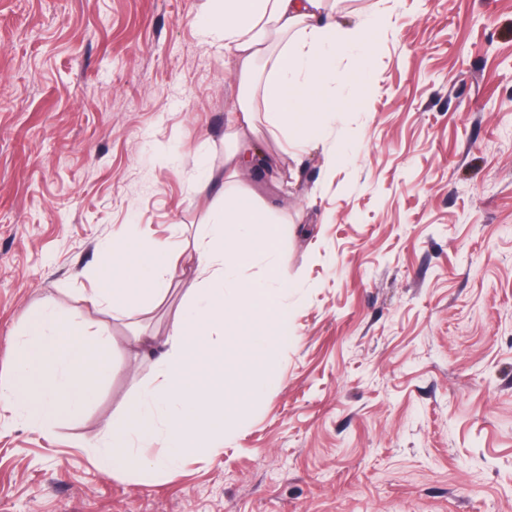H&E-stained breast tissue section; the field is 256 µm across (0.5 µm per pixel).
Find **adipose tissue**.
Wrapping results in <instances>:
<instances>
[{"label": "adipose tissue", "mask_w": 512, "mask_h": 512, "mask_svg": "<svg viewBox=\"0 0 512 512\" xmlns=\"http://www.w3.org/2000/svg\"><path fill=\"white\" fill-rule=\"evenodd\" d=\"M386 23L377 13L343 26L325 16L323 0H212L208 27L222 33L237 59L238 95L223 177L208 170L192 185L196 193L219 189L217 207L193 234L200 288L173 319L156 374L134 409L98 442L100 469L119 478L169 477L182 454L218 450L225 430L244 422L247 403L274 375L276 353L291 334L287 286L275 261L281 227L250 194L230 191L256 155V104L264 102L273 114L272 138L307 147L321 136L325 119L342 109L331 94L347 77L337 56L350 46H368L369 34ZM251 256L267 258L263 280L240 279L239 266ZM177 265L171 247L114 239L112 261L91 302L116 318L151 312L168 294ZM21 336L14 373L0 380V408L47 434L83 406L73 386L77 361L92 344H107L110 334L84 315L64 317L46 305ZM149 438L166 441L169 451L146 455Z\"/></svg>", "instance_id": "ef3b65f1"}]
</instances>
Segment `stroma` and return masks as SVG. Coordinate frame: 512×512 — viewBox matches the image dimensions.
I'll list each match as a JSON object with an SVG mask.
<instances>
[{
	"label": "stroma",
	"mask_w": 512,
	"mask_h": 512,
	"mask_svg": "<svg viewBox=\"0 0 512 512\" xmlns=\"http://www.w3.org/2000/svg\"><path fill=\"white\" fill-rule=\"evenodd\" d=\"M209 0H0V378L39 306L89 297L113 237L185 244L224 168L235 61ZM379 11L368 82L299 152L235 187L285 226L276 261L293 334L220 452L147 483L91 446L154 375L192 294L108 321L112 371L46 435L0 410V512H512V0H328ZM345 152L328 165L332 151ZM106 320V319H105Z\"/></svg>",
	"instance_id": "1"
}]
</instances>
